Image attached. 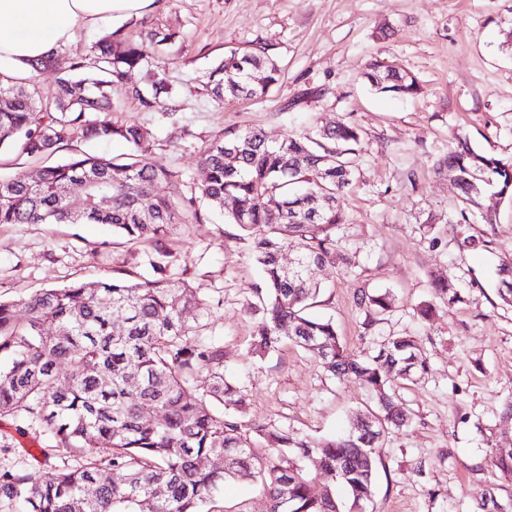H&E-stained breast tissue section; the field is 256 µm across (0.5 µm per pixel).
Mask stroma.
<instances>
[{
  "label": "stroma",
  "instance_id": "obj_1",
  "mask_svg": "<svg viewBox=\"0 0 512 512\" xmlns=\"http://www.w3.org/2000/svg\"><path fill=\"white\" fill-rule=\"evenodd\" d=\"M125 27L135 41L157 27L178 32L170 60L173 102L190 134L171 141L167 121L124 101L112 120L143 127L150 160L175 168L194 187L198 158L224 132L284 130L346 123L360 133L357 170L335 231L347 265L315 269L325 289L316 308L333 319L355 353L376 352L391 335L416 337L430 371L399 382L406 426L386 434L376 463L375 494L366 512H472L495 495L512 503V479L493 463L512 453V303L499 294L500 269L512 268V198L486 194L496 221L472 213L457 224L453 183L437 173L456 137L487 156L512 161V0H158ZM265 47L281 69L277 88L261 99L218 102L200 82L224 50ZM415 76L421 94H378L362 74L373 61ZM482 240L480 249L465 237ZM173 281H187L208 305L201 334L223 341L224 375L247 395L246 419L314 438L344 433L374 402L352 379H331L314 358L282 342L263 359L251 353L254 318L243 303L261 283L251 240L237 225L205 213L162 247L113 243L102 224L0 225V298L18 301L76 279L153 277L152 262ZM460 294L436 303L431 321L419 303L435 301L434 277ZM388 289L391 312L367 322L357 289ZM46 449L38 430L0 420V471L42 475L69 460Z\"/></svg>",
  "mask_w": 512,
  "mask_h": 512
}]
</instances>
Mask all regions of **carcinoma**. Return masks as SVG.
Segmentation results:
<instances>
[{"mask_svg": "<svg viewBox=\"0 0 512 512\" xmlns=\"http://www.w3.org/2000/svg\"><path fill=\"white\" fill-rule=\"evenodd\" d=\"M177 39L169 28L144 41L108 31L83 57L57 52L29 63L56 72L53 89L0 72V149L48 159L81 139L124 141L123 160L78 153L28 177L0 176V224H105L118 238L156 245L178 225L201 221V199L252 239L262 285L245 299L256 316L254 353L264 357L284 339L312 354L332 377L353 378L375 396V409L356 414L339 436L298 437L244 417L245 393L224 378V345L198 335L206 302L185 281L75 280L45 288L17 304L0 300V418L36 426L51 448L74 457L100 446V459L52 467L46 478L0 473V506L10 512H224L218 494L228 479L258 482L268 512H363L371 501L383 435L409 421L395 400L398 380L429 373L412 336L388 337L374 355L349 351L333 323L315 317L321 285L311 270L351 260L332 231L345 223L339 199L352 184L360 135L349 124L272 142L256 128L233 130L200 154L203 178L185 191L181 171L150 162L140 125L118 124L111 112L135 100L190 134L153 54ZM366 82L380 93L413 96L417 79L383 62L369 64ZM219 101L263 98L279 81L265 51H224L203 75ZM91 112L98 113L94 120ZM467 209L481 208L489 188L512 195V162L474 151L467 138L437 164ZM163 183L167 194H155ZM294 252L284 266L281 254ZM452 304L455 288L433 282ZM366 315L391 311L388 291L360 288ZM65 371L59 372L58 366ZM151 408L156 417L146 416ZM261 447L263 454L255 449ZM321 470L326 483L317 486ZM107 471L111 481L99 482ZM163 487L157 498L154 491Z\"/></svg>", "mask_w": 512, "mask_h": 512, "instance_id": "cac0c4a2", "label": "carcinoma"}]
</instances>
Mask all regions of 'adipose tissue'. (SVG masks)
I'll return each mask as SVG.
<instances>
[{"mask_svg":"<svg viewBox=\"0 0 512 512\" xmlns=\"http://www.w3.org/2000/svg\"><path fill=\"white\" fill-rule=\"evenodd\" d=\"M154 0H0V62L18 65L49 55L77 33L106 20L137 16Z\"/></svg>","mask_w":512,"mask_h":512,"instance_id":"obj_1","label":"adipose tissue"}]
</instances>
